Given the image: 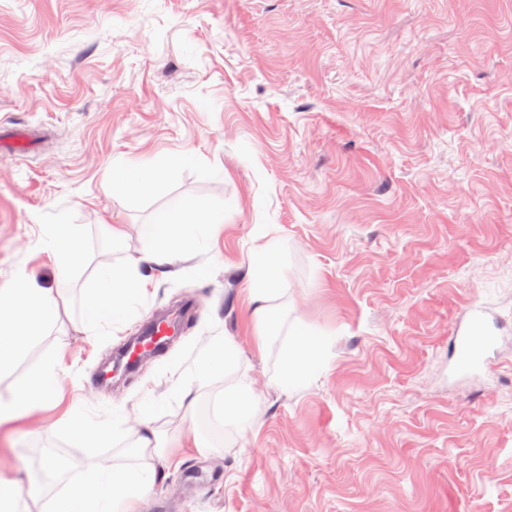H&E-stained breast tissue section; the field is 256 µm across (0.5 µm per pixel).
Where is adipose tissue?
Wrapping results in <instances>:
<instances>
[{"instance_id": "obj_1", "label": "adipose tissue", "mask_w": 512, "mask_h": 512, "mask_svg": "<svg viewBox=\"0 0 512 512\" xmlns=\"http://www.w3.org/2000/svg\"><path fill=\"white\" fill-rule=\"evenodd\" d=\"M222 221V213L198 203L181 202L160 212L154 223L142 225L141 234L154 244L156 252L171 254L191 248L186 226ZM98 278L105 288L93 290L87 297L85 320L90 324L109 322L124 315L128 300L146 291V277L126 268L102 269ZM284 284L283 275L266 253L253 257L245 291L255 305L258 318H265V302ZM59 317L57 299L38 288L26 274H18L10 284L0 286V372L12 367ZM320 353L319 341L299 337L296 346L284 353L282 383H299L302 373L316 363ZM238 357L239 347L231 337L215 340L213 354L203 364L201 373L206 377L223 375L226 381L223 416L226 421L244 427L249 421L255 392L248 374L237 369ZM55 377L54 367L49 363L32 372L19 384L10 404L0 408V420L39 407L51 394ZM150 487V478L134 469L115 466L97 470L90 482L75 483L68 494L55 499L51 512H137Z\"/></svg>"}]
</instances>
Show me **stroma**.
<instances>
[{
  "label": "stroma",
  "instance_id": "obj_1",
  "mask_svg": "<svg viewBox=\"0 0 512 512\" xmlns=\"http://www.w3.org/2000/svg\"><path fill=\"white\" fill-rule=\"evenodd\" d=\"M510 72L512 0H0V284L23 272L67 306L0 374V402L42 364L57 375L0 424V477L45 506L130 464L153 475L141 512H512ZM116 172L147 186L113 195ZM176 199L224 221L147 261L140 227ZM58 224L81 235L66 268L43 245ZM266 231L288 283L260 349L243 286ZM112 266L150 284L131 320L92 332L86 296ZM188 301L177 343L98 383ZM475 307L498 340L463 371ZM299 333L321 360L286 387ZM224 336L256 399L251 427L214 440L202 414L224 379L199 365ZM75 411L128 431L90 442ZM145 433L166 459L136 458Z\"/></svg>",
  "mask_w": 512,
  "mask_h": 512
}]
</instances>
